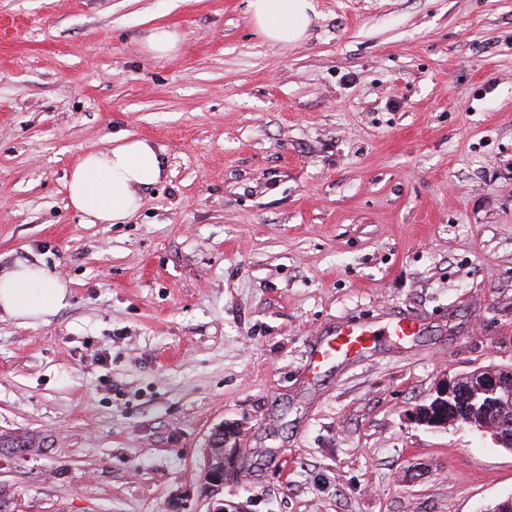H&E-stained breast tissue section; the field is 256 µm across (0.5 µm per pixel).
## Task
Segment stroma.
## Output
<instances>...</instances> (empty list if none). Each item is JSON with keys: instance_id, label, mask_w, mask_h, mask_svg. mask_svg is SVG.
<instances>
[{"instance_id": "1", "label": "stroma", "mask_w": 512, "mask_h": 512, "mask_svg": "<svg viewBox=\"0 0 512 512\" xmlns=\"http://www.w3.org/2000/svg\"><path fill=\"white\" fill-rule=\"evenodd\" d=\"M314 3L283 46L247 0H0V274L70 293L44 323L0 311V434L36 441L0 448L7 512H208L219 427L227 512L512 498L490 434L414 418L512 367V0ZM123 135L163 176L87 223L69 175ZM346 322L383 334L312 368ZM179 43V36L168 28L154 31L148 38L147 49L156 55H166L174 51ZM460 392L463 393V388L458 377L444 380L435 390V396L430 399V402L415 409V420L420 424L432 427L444 428L455 426L475 428L468 418L463 419L457 415H444L438 410V404L442 402V399H452L454 396H458ZM240 449L237 448H224V462L223 467L220 470H216L213 467L212 460L210 457L211 448H207V454L205 459V465L203 472L200 475L199 486L207 483L210 493L209 500L212 505L208 512H225L224 511V499L217 498L224 488V481L231 469H234L237 456Z\"/></svg>"}]
</instances>
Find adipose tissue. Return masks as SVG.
Instances as JSON below:
<instances>
[{
    "label": "adipose tissue",
    "mask_w": 512,
    "mask_h": 512,
    "mask_svg": "<svg viewBox=\"0 0 512 512\" xmlns=\"http://www.w3.org/2000/svg\"><path fill=\"white\" fill-rule=\"evenodd\" d=\"M253 23L272 42L289 45L303 40L316 18L313 0H249ZM163 174L161 159L150 142L123 136L103 150L81 156L68 182V201L91 224H116L133 216L141 192ZM69 300V290L54 272L21 265L0 275V311L18 323L49 319Z\"/></svg>",
    "instance_id": "adipose-tissue-1"
}]
</instances>
